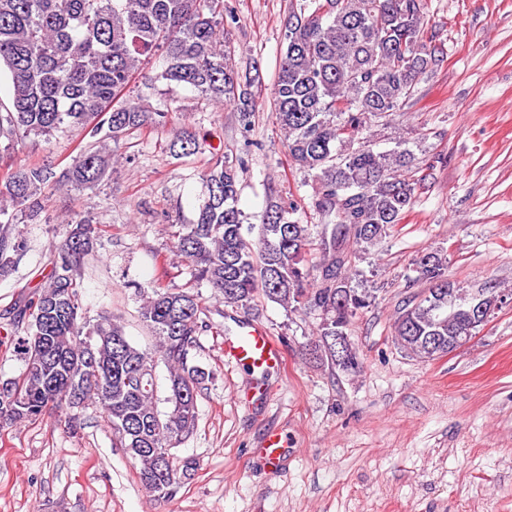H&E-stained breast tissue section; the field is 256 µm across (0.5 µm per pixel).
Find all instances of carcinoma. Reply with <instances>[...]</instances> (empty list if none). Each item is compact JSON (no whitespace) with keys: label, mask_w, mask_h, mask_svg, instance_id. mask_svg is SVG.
Returning <instances> with one entry per match:
<instances>
[{"label":"carcinoma","mask_w":512,"mask_h":512,"mask_svg":"<svg viewBox=\"0 0 512 512\" xmlns=\"http://www.w3.org/2000/svg\"><path fill=\"white\" fill-rule=\"evenodd\" d=\"M224 10V0H0V70L11 83L0 138L48 143L67 129L87 138L61 172L28 159L0 185L1 273L22 252L14 214L41 223L48 194L98 186L112 163V145L169 122L170 113L150 112L129 98L152 56H162L164 66L151 84L189 86L232 104L243 127H251L259 68L241 75L230 64ZM425 11L426 0H302L285 23L271 116L291 163L311 176L312 193H270L260 224L246 227L237 164L220 158L201 172L196 217L174 242L192 279L224 305L249 312L263 297L290 313L318 316L313 355L347 373L363 367L349 327L378 297L353 284L346 264L392 235L420 184L411 151L374 150L371 127L397 115L438 65L440 51L425 36ZM199 149L196 133L186 128L170 144L178 157ZM305 208L321 223H303L298 213ZM65 224L43 285L17 309L27 318L26 333L15 342L24 370L19 381L0 384V425L57 409L74 422L77 411L94 404L139 467L145 488L168 500L195 468L192 460L160 455L193 433L197 395L209 378L191 363L198 335L209 327L200 297L163 284L168 270L161 258V276L138 289V315L156 343L135 346L121 316L91 318L81 304L80 271L104 230L78 212ZM252 233L254 242L247 239ZM412 267L411 282L423 288L398 305L391 339L405 353L434 361L479 332L471 306L495 291L451 279L448 256L438 251L417 253ZM160 363L168 370L165 412L158 409Z\"/></svg>","instance_id":"carcinoma-1"}]
</instances>
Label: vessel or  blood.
Returning a JSON list of instances; mask_svg holds the SVG:
<instances>
[{
    "instance_id": "obj_1",
    "label": "vessel or blood",
    "mask_w": 512,
    "mask_h": 512,
    "mask_svg": "<svg viewBox=\"0 0 512 512\" xmlns=\"http://www.w3.org/2000/svg\"><path fill=\"white\" fill-rule=\"evenodd\" d=\"M224 356L236 367L247 371H268L281 366L280 346L256 324L239 327L234 339L225 341Z\"/></svg>"
}]
</instances>
